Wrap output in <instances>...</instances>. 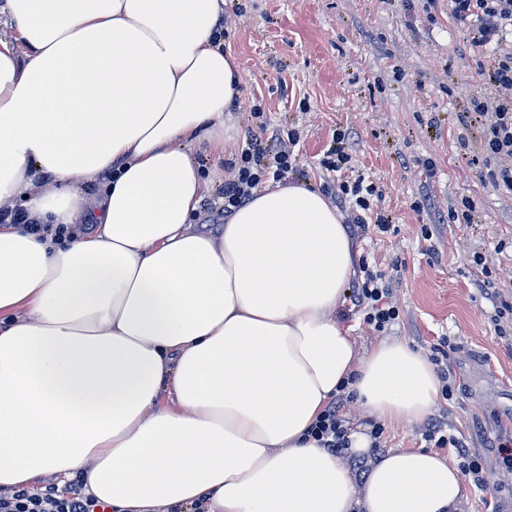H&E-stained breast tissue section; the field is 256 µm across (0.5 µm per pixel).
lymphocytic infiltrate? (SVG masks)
<instances>
[{
  "instance_id": "f902f5d3",
  "label": "lymphocytic infiltrate",
  "mask_w": 512,
  "mask_h": 512,
  "mask_svg": "<svg viewBox=\"0 0 512 512\" xmlns=\"http://www.w3.org/2000/svg\"><path fill=\"white\" fill-rule=\"evenodd\" d=\"M450 13L467 25L469 42L475 50H491L492 56L481 74L485 84L498 91L495 104L472 95L474 117L490 116L483 127L482 146L487 157L484 179L492 187L512 193V0H449ZM296 158L286 150L278 135L269 141H246L238 159L236 178L224 183V209L243 205L253 188L268 177H281L293 170ZM336 204L347 215L351 233H387L391 221L378 204L374 183L356 175L336 185ZM350 299L364 312L375 331L383 332L399 317L384 271L360 263ZM343 401H331L311 428L325 448L340 453L347 449V429L342 414ZM0 512H107L106 505L84 496L79 490L63 492L49 484L39 491L24 487L0 488Z\"/></svg>"
}]
</instances>
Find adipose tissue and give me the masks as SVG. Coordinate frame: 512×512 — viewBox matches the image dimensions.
Here are the masks:
<instances>
[{"label":"adipose tissue","instance_id":"obj_1","mask_svg":"<svg viewBox=\"0 0 512 512\" xmlns=\"http://www.w3.org/2000/svg\"><path fill=\"white\" fill-rule=\"evenodd\" d=\"M1 16L0 211L27 222L0 224V487L78 477L112 512H459L438 453L392 449L358 479L309 434L344 385L408 424L439 388L422 352H360L337 320L356 246L336 206L276 183L221 232L192 221L211 186L190 147L224 155L239 95L224 0Z\"/></svg>","mask_w":512,"mask_h":512}]
</instances>
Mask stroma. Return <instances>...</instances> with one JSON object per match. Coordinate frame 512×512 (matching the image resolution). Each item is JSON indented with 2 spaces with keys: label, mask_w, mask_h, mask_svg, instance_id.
Wrapping results in <instances>:
<instances>
[{
  "label": "stroma",
  "mask_w": 512,
  "mask_h": 512,
  "mask_svg": "<svg viewBox=\"0 0 512 512\" xmlns=\"http://www.w3.org/2000/svg\"><path fill=\"white\" fill-rule=\"evenodd\" d=\"M225 14L224 50L242 76L235 147L297 132L285 180L324 192L334 175L320 162L333 134L349 133L353 166L392 220L388 234L355 244L385 271L398 320L374 331L348 300L337 319L361 345L389 337L420 349L455 384L424 422L385 425L382 450L434 449L427 434L440 427L482 465L481 482L464 479L463 512H512V472L498 448L512 438V314L491 301L496 292L512 305V193L483 182V124L466 116L486 89L485 57L448 0H226ZM193 151L213 182L201 221L223 223L214 198L229 160Z\"/></svg>",
  "instance_id": "stroma-1"
}]
</instances>
